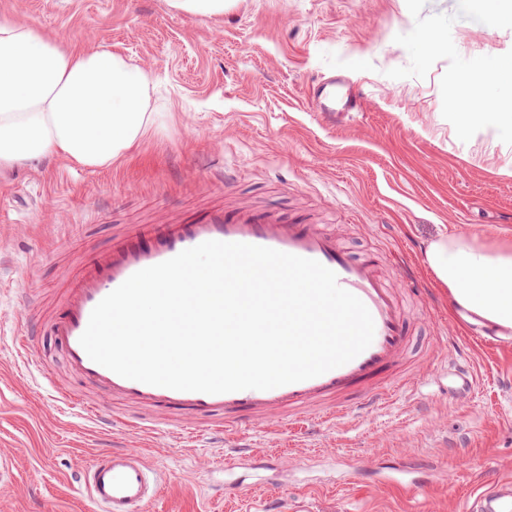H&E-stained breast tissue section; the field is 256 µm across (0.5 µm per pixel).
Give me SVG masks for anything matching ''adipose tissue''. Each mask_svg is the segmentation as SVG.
Masks as SVG:
<instances>
[{"label":"adipose tissue","mask_w":512,"mask_h":512,"mask_svg":"<svg viewBox=\"0 0 512 512\" xmlns=\"http://www.w3.org/2000/svg\"><path fill=\"white\" fill-rule=\"evenodd\" d=\"M152 76L111 46H72L0 15V176L50 161L132 157L159 114ZM424 263L468 321L512 333V237L442 235Z\"/></svg>","instance_id":"obj_1"}]
</instances>
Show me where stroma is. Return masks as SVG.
<instances>
[{"instance_id":"obj_1","label":"stroma","mask_w":512,"mask_h":512,"mask_svg":"<svg viewBox=\"0 0 512 512\" xmlns=\"http://www.w3.org/2000/svg\"><path fill=\"white\" fill-rule=\"evenodd\" d=\"M66 43L109 45L151 65L160 109L134 157L103 168L56 161L0 181V512H98L80 470L105 448L143 449L168 482L147 512H464L512 479V347L474 333L424 263L443 234L512 236V139L491 124L459 130L461 73L488 55L512 63V22L476 0H237L223 16L173 12L166 0H0V13ZM437 34L433 52L416 36ZM363 91L346 120L306 97L331 76ZM478 95L512 103V83L478 79ZM245 202L290 219L319 217L344 232L354 256L405 254L416 288L404 305L408 367L447 368L469 357L475 383L448 396L447 378L403 393L340 425L315 421L271 435L241 433L255 464L284 463L275 484L254 466L234 471L227 502L211 489L230 441L204 428L132 437L106 430L39 388L15 349L60 376L68 369L40 323L81 260L108 249L129 224L186 223ZM411 460L422 494L378 482L381 466Z\"/></svg>"}]
</instances>
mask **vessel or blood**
I'll use <instances>...</instances> for the list:
<instances>
[{
  "label": "vessel or blood",
  "instance_id": "1",
  "mask_svg": "<svg viewBox=\"0 0 512 512\" xmlns=\"http://www.w3.org/2000/svg\"><path fill=\"white\" fill-rule=\"evenodd\" d=\"M359 101V95L333 87L317 88L309 99L321 112H357ZM209 240L265 246L319 261L336 273L340 287L368 308L375 325L371 345L348 363L305 381L220 394L144 384L93 362L79 342L93 308L138 270ZM381 262L378 252L350 259L336 236L320 225L289 224L273 211L250 206L217 207L192 223L126 231L108 251L84 264L81 276L61 292L50 316L48 331L69 371L98 393L97 400L81 402L61 387L59 399L79 405L96 422L103 419L105 405L126 404L127 412L113 413L112 420L134 436L201 425L228 437L247 426L279 432L303 418L325 422L391 403L400 391L429 382L436 370L401 372L411 332L400 294L412 281L413 270L408 260H400V278L391 283L381 275ZM80 481L102 512H146L164 487L160 473L143 462L136 448L98 452Z\"/></svg>",
  "mask_w": 512,
  "mask_h": 512
}]
</instances>
